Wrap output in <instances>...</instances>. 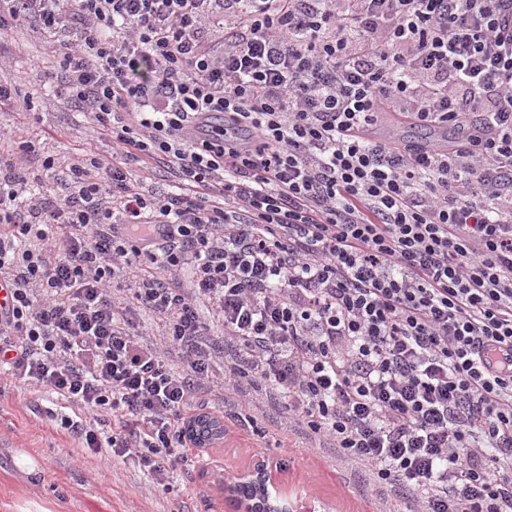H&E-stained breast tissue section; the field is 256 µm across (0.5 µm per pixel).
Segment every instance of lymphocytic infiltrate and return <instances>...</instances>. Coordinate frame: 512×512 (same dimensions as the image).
Listing matches in <instances>:
<instances>
[{"label":"lymphocytic infiltrate","instance_id":"f902f5d3","mask_svg":"<svg viewBox=\"0 0 512 512\" xmlns=\"http://www.w3.org/2000/svg\"><path fill=\"white\" fill-rule=\"evenodd\" d=\"M15 28L51 35L66 99L178 189L88 159L26 206L0 159V375L154 488L205 396L247 378L416 512H512V0H0ZM388 113L454 138L376 136ZM214 321L239 358L220 381ZM126 166L132 183L146 195L167 192L177 185L170 170L160 162H153L149 169L135 162H129ZM136 316L143 341L148 345L161 347V341L165 332V320L147 308L139 309Z\"/></svg>","mask_w":512,"mask_h":512}]
</instances>
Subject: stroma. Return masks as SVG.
<instances>
[{
	"mask_svg": "<svg viewBox=\"0 0 512 512\" xmlns=\"http://www.w3.org/2000/svg\"><path fill=\"white\" fill-rule=\"evenodd\" d=\"M0 83L30 91V109L0 104V154L31 142L25 168L48 191L64 188L69 167L85 154L113 155L112 140L93 134L92 114L54 96L56 54L44 33L28 28L0 34ZM53 159V169L43 167ZM212 405L224 425L223 444L193 449L215 464L177 469L168 490L150 488L133 464L97 466L54 417L62 403L43 388L0 380V512H225L219 479L253 456L280 464V485L291 499L316 500L334 512H412L411 498L376 491L369 469L312 432L277 389L226 391Z\"/></svg>",
	"mask_w": 512,
	"mask_h": 512,
	"instance_id": "35a3bbf8",
	"label": "stroma"
}]
</instances>
